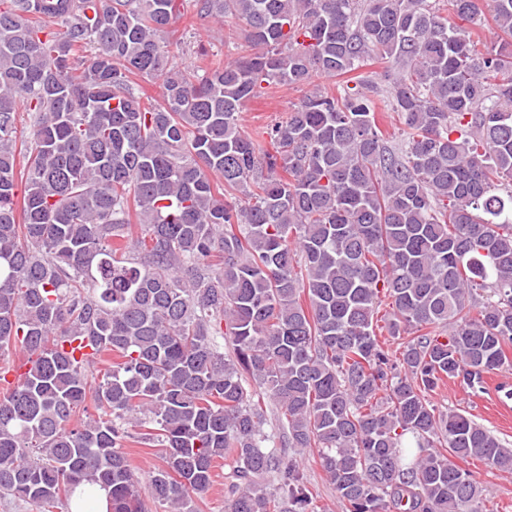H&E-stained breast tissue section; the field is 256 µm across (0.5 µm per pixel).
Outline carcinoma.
Segmentation results:
<instances>
[{
  "label": "carcinoma",
  "mask_w": 512,
  "mask_h": 512,
  "mask_svg": "<svg viewBox=\"0 0 512 512\" xmlns=\"http://www.w3.org/2000/svg\"><path fill=\"white\" fill-rule=\"evenodd\" d=\"M196 2L254 52L175 65L178 0H0V351L27 356L0 497L196 512L222 459L225 512H309L316 448L345 512H486L456 460L512 447L427 394L512 364V0ZM318 75L342 81L244 134L246 101ZM124 445V451L128 453L135 472L142 478L161 464L156 448L141 445L133 440H127Z\"/></svg>",
  "instance_id": "obj_1"
}]
</instances>
